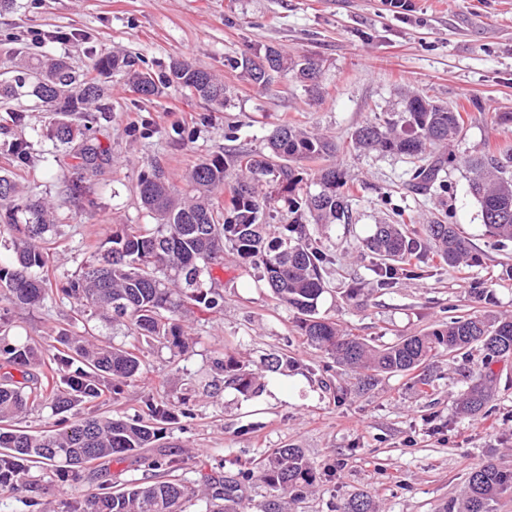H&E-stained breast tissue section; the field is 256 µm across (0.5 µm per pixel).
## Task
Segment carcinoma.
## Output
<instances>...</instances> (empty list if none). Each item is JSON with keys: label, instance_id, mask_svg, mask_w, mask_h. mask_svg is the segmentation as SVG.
<instances>
[{"label": "carcinoma", "instance_id": "obj_1", "mask_svg": "<svg viewBox=\"0 0 512 512\" xmlns=\"http://www.w3.org/2000/svg\"><path fill=\"white\" fill-rule=\"evenodd\" d=\"M273 64L279 76L292 77L307 89L316 87L318 72L311 62H288L282 52L267 46L252 57L236 62L253 84L266 88L257 60ZM93 70L120 71L135 92L152 97L160 85L147 70L127 57L106 55L93 61ZM12 77L0 82V97H36L54 114L53 136L62 146L71 144L76 129L70 116L78 112L83 127L96 123L90 105L103 98L100 81L74 71L66 61L23 55L11 61ZM167 83L174 84L222 108L227 103L224 81L188 61L170 66ZM460 112L432 98L412 93L398 117L369 122L355 129L351 143L358 151L400 154L414 160L412 179L423 187H443L439 161L427 152L453 142L462 133ZM107 152L86 139L76 153L78 163L68 189L84 194V172L97 166ZM7 153L17 167L30 162L29 144L15 140ZM336 144L292 125L277 126L267 138V153L234 158L213 155L186 174L178 189L158 163L138 178L143 207L155 223L124 224L99 246L81 274L60 284L48 276L52 263L49 243L56 234L50 207L20 193L14 178L0 174V237L13 245V258L0 260V302L36 307L60 296L79 306L82 313L100 316L127 328L132 341L116 345L98 340L89 330L75 331L71 324L58 329L51 354L27 342L12 340L0 324V495L14 497L33 489L34 471L49 470L63 480L78 476V469L105 459H127L147 464L158 479L115 489L102 481L84 495L51 512H184L194 498L206 512H243L242 481L250 474L207 478L188 485L172 477L183 469L175 454L156 447L161 430L188 417L184 404L149 397L137 419L102 417L81 411L103 395H121L146 367L140 348L157 341L182 356L189 352L184 322L195 309L219 312L224 294L214 270L224 268V253L235 258L245 272L258 270L278 302L295 314V326L309 346L331 356L337 364L359 375L366 386L382 374H412L439 353L454 355L478 345L481 367L471 384L455 400L456 413L473 418L492 399V366L512 356V316L484 313L456 315L448 323L392 343L371 344L341 330L336 321L320 315L318 301L327 289L323 272L330 256L318 246L315 234L331 224L351 221L349 191L341 170L330 165L317 176L320 190L302 193L304 178L298 163L331 156ZM465 164L474 171L469 189L481 209L488 235L498 243L512 242V152L484 153ZM227 200L220 201L224 189ZM287 203L280 223L270 225L264 216L275 203ZM375 259L372 271L379 288H390L401 275L419 276L418 262L431 253L450 267L478 262L469 241L448 218H434L411 228L405 221L377 224L363 240ZM224 382L250 397L261 389L262 374L232 355L217 360ZM48 405L62 415L48 430L22 425L35 406ZM257 480L266 490L260 512H286V499L296 500L317 481V471L302 449L275 448L258 464ZM512 491V468L489 463L471 471L458 512H492V503ZM344 512H378L375 503L359 494L344 504Z\"/></svg>", "mask_w": 512, "mask_h": 512}]
</instances>
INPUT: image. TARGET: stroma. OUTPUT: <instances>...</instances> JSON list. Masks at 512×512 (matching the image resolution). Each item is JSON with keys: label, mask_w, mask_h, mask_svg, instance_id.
I'll return each instance as SVG.
<instances>
[{"label": "stroma", "mask_w": 512, "mask_h": 512, "mask_svg": "<svg viewBox=\"0 0 512 512\" xmlns=\"http://www.w3.org/2000/svg\"><path fill=\"white\" fill-rule=\"evenodd\" d=\"M415 12L402 18L385 0H15L0 12V32L26 36L28 30L69 33L67 43H45L44 51L76 70L112 51L142 58L161 77L173 61L186 60L221 78L232 99L223 111L185 90L163 87L143 100L119 73L104 78L105 112L95 136L109 154L87 174L93 208L69 195L64 175L72 174L71 153L56 146L51 115L32 97L0 100V170L16 171L24 194L48 201L58 234L53 251L56 277H74L94 245L105 242L116 224H148L136 182L143 163L158 161L175 185L202 157L264 150L270 132L296 124L332 139V160L301 162L307 185L333 163L351 188L352 221L335 224L321 237L332 261L320 314L335 319L373 344L390 343L446 322L461 312L512 313V243H494L485 233L480 207L470 195L473 176L465 158L512 147V0H413ZM272 45L293 60L320 65L319 90L309 93L288 77L262 89L243 81L233 63ZM420 92L462 108L461 136L450 150L458 158L442 174L445 191L413 187L410 159L378 152L358 153L352 132L401 111L407 94ZM19 122H12V113ZM190 139L177 143L175 131ZM25 139L31 161L14 169L4 141ZM415 223L451 214L481 256L476 266L449 267L430 258L424 276L377 288L362 241L373 225L397 214ZM359 284V303L346 290ZM491 291L492 303L470 295L473 285ZM224 311L198 312L186 322L191 351L173 355L146 346L148 371L119 399L101 398L95 410L133 417L144 397L154 394L187 402L192 418L176 425L161 444L185 464L179 475L234 476L274 448L304 450L319 478L313 492L290 504V512H337L364 492L380 512H445L463 496L471 471L484 463L512 467V358L494 365L496 385L484 414L463 418L454 401L481 365L472 349L440 356L429 384L401 374L379 376L357 390L350 370L304 344L295 314L274 299L257 272H244L224 257ZM11 338L48 345L56 327L92 328L104 341L122 343L124 329L100 318L85 319L63 301L34 308L0 309ZM227 353L249 368L288 355L292 368L267 374L261 391L246 398L224 383L213 366ZM145 466L109 463L101 473L54 482L56 496L70 499L107 480L119 486L146 476Z\"/></svg>", "instance_id": "1"}]
</instances>
